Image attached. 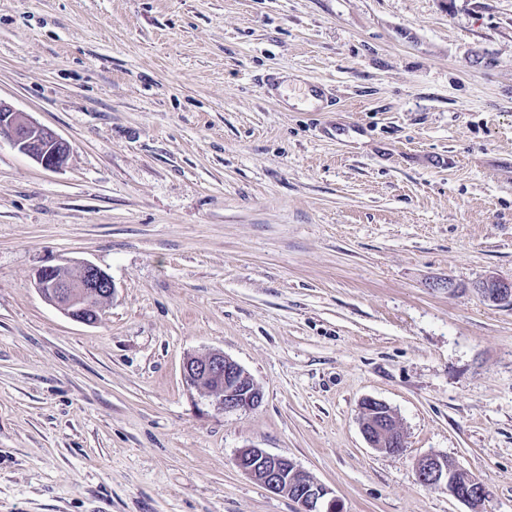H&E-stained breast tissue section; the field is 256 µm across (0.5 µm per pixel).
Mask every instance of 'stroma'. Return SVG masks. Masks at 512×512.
I'll list each match as a JSON object with an SVG mask.
<instances>
[{"mask_svg": "<svg viewBox=\"0 0 512 512\" xmlns=\"http://www.w3.org/2000/svg\"><path fill=\"white\" fill-rule=\"evenodd\" d=\"M0 102L71 147L0 139V512H299L256 446L343 512H512V0H0ZM91 262L96 324L47 303ZM235 360L227 412L184 359ZM373 397L401 453L371 448ZM6 137L20 153L43 168L57 170L67 164L70 146L52 129L33 122L0 102V138ZM61 267L47 266L36 274V288L45 301L57 307L69 318L93 325L97 321H87L77 317L82 310L100 312L105 301L112 297L114 286L110 277L96 265L81 262L76 274L64 278L57 274ZM473 291L490 305L512 307V280L488 277L476 282ZM182 371L189 385L206 390L224 411L252 410L263 401L260 387L235 360L223 352L188 356L183 362ZM361 409V431L367 444L389 454L400 453L405 437L394 410L372 397L363 400ZM236 466L275 494H285L300 506L299 512H341L332 490L282 456L249 446L241 449ZM414 470L418 482L425 487L446 492L464 502L469 512H486L485 505L490 497L489 487L469 475L464 480L465 487L460 489L462 484L459 476L462 471L447 456L428 453L417 460Z\"/></svg>", "mask_w": 512, "mask_h": 512, "instance_id": "1", "label": "stroma"}]
</instances>
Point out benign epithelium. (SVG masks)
Listing matches in <instances>:
<instances>
[{
    "instance_id": "1",
    "label": "benign epithelium",
    "mask_w": 512,
    "mask_h": 512,
    "mask_svg": "<svg viewBox=\"0 0 512 512\" xmlns=\"http://www.w3.org/2000/svg\"><path fill=\"white\" fill-rule=\"evenodd\" d=\"M2 137L46 169L57 170L67 164L70 155L67 141L52 129L33 122L25 113L0 102ZM35 285L45 301L84 324L87 320L77 317V313L100 311L114 292L110 277L90 262L81 263L71 278L59 276L55 266L43 267L36 274ZM473 291L490 305L512 307V280L488 277L475 283ZM182 371L189 385L206 390L226 412L252 410L263 401L260 387L235 360L220 351L187 357ZM361 431L367 444L377 450L398 454L404 448L405 437L398 417L382 400L372 397L363 400ZM236 466L269 491L293 499L299 504L300 512H341L340 501L332 490L286 457L249 446L238 452ZM414 470L418 482L425 487L464 502L469 512H486L489 487L471 475L460 480L461 470L448 457L428 453L417 460Z\"/></svg>"
}]
</instances>
